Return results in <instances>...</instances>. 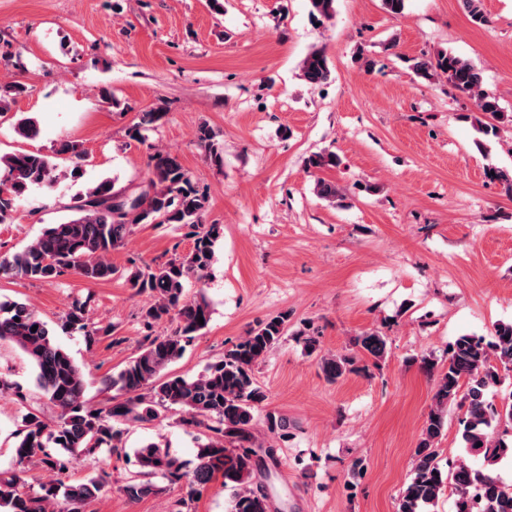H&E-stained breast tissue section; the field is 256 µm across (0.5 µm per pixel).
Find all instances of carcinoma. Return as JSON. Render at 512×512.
Wrapping results in <instances>:
<instances>
[{"label":"carcinoma","instance_id":"1","mask_svg":"<svg viewBox=\"0 0 512 512\" xmlns=\"http://www.w3.org/2000/svg\"><path fill=\"white\" fill-rule=\"evenodd\" d=\"M309 2L313 20L321 22L335 15L336 0ZM462 2L474 23L488 22L483 0ZM413 70L424 79L438 73L446 75L453 87L475 98L480 116L474 121L479 133L485 137L499 135L498 123L508 115L498 99L482 89V72L471 61L438 50L415 62ZM300 72L313 86L326 83L331 69L325 52H309ZM26 91L20 82H1L0 112L9 111ZM164 117L161 108L142 113L130 127L129 136L147 144L146 132ZM15 131L23 138L34 139L39 127L34 118L24 117L17 121ZM196 139L214 163H223L222 147L208 125L198 126ZM148 149V177L142 184L129 192L114 191L108 178L92 184L72 207V218L50 225L22 251L0 256V277L52 282L74 273L97 283L120 274L133 294L147 293L154 299L141 312L146 334L140 351L112 375L109 385L116 395L101 407L87 403L83 369L54 343L47 323L34 309L24 303L0 302V344L13 343L29 357L38 388L57 409L51 423L31 411L25 415V429L14 449L16 464L39 460L63 475L74 455L91 456L101 448L121 455L124 425L177 410L180 425L203 436L198 442L194 470L182 472L168 448L150 442L135 453L140 474L146 479L130 480L118 490L130 499H140L156 491L150 478L161 477L172 483L184 479L195 494L220 476L224 487L231 490L228 512H276L267 479L271 467L278 463L277 449L259 442L256 436L255 413L267 395L255 377V367L288 331V313L258 323L246 336L224 347L221 358L195 378L166 372L210 322L205 297L186 299L185 281L206 277L222 225L205 222L207 196L197 189L179 157L152 144ZM57 156L67 157L76 172L86 151L77 141L63 140L49 153L37 150L0 155L5 177V189L0 190V224L10 223L16 199L32 188L57 181L53 162ZM337 163L336 153L325 149L311 155L306 166L319 171ZM313 191L330 203L345 198L335 183L318 176ZM140 224H178L188 229L192 246L187 253H176L154 266L132 260L131 268L121 272L112 265L109 255L124 247ZM200 317L204 319L202 325L198 323ZM166 321L173 324L170 334H154V328ZM65 323L83 331L89 345L114 332L111 326L89 325L81 304L65 313ZM354 345L375 363L387 355V339L377 331L355 337ZM319 367L329 382L356 370L353 357L337 354L320 357ZM511 374L512 321L496 324L489 339L461 335L448 345V358L435 381L433 405L414 450L412 477L401 492L397 512H426L448 490L454 495L455 512H512V485L505 484L495 470V465L512 453V396L499 406L489 399V394ZM451 405L462 411L461 440L471 454L483 458L480 468L460 461L445 470L440 464L438 444ZM108 485L109 474L104 472L79 483L59 479L37 492L28 489L20 475L13 474L0 477V508L6 512H83V507Z\"/></svg>","mask_w":512,"mask_h":512}]
</instances>
